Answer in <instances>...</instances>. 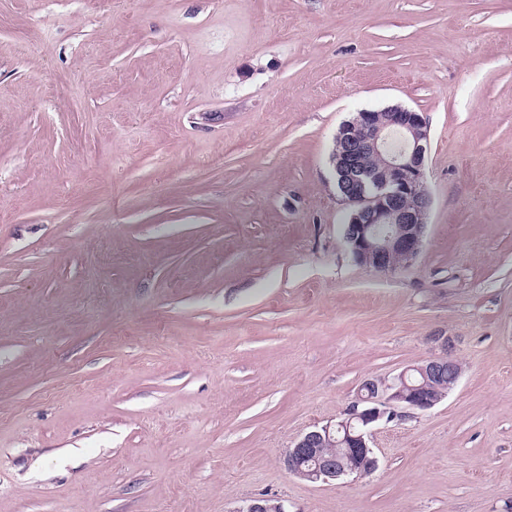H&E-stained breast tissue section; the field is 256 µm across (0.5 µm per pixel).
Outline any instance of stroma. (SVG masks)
Masks as SVG:
<instances>
[{
  "label": "stroma",
  "mask_w": 512,
  "mask_h": 512,
  "mask_svg": "<svg viewBox=\"0 0 512 512\" xmlns=\"http://www.w3.org/2000/svg\"><path fill=\"white\" fill-rule=\"evenodd\" d=\"M425 113V247L351 259L331 156ZM453 342L371 475L284 458ZM512 512V0H0V512Z\"/></svg>",
  "instance_id": "obj_1"
}]
</instances>
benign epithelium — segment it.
I'll list each match as a JSON object with an SVG mask.
<instances>
[{
    "label": "benign epithelium",
    "mask_w": 512,
    "mask_h": 512,
    "mask_svg": "<svg viewBox=\"0 0 512 512\" xmlns=\"http://www.w3.org/2000/svg\"><path fill=\"white\" fill-rule=\"evenodd\" d=\"M429 140L424 114L401 106L362 110L336 135L332 155L336 196L349 209L345 241L354 262L376 274H392L415 262L422 252L430 208L424 184ZM370 157L378 161L375 173L365 164ZM432 341L441 354L402 370L389 382L365 381L362 388L370 394L352 401L335 424L301 435L286 454L288 473L326 482L376 471L379 459L370 446L375 424L438 403L428 393L427 383L454 358L448 337L434 336ZM330 444L342 446L341 452L353 458L350 466L325 454ZM237 512L286 510L281 501L261 497Z\"/></svg>",
    "instance_id": "obj_1"
}]
</instances>
